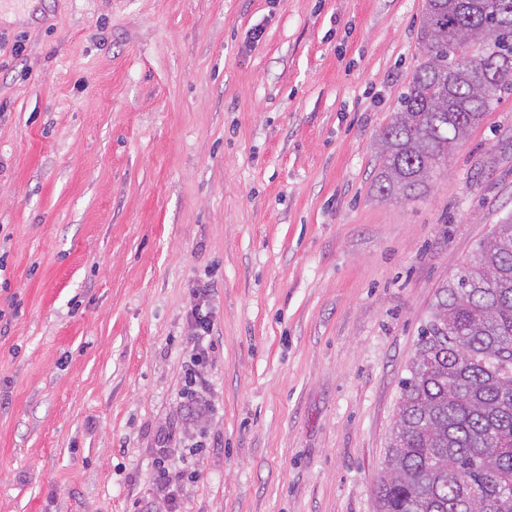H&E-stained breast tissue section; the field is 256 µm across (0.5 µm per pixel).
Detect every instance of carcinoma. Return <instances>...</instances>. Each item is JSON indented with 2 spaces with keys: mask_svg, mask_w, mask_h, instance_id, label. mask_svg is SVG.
<instances>
[{
  "mask_svg": "<svg viewBox=\"0 0 512 512\" xmlns=\"http://www.w3.org/2000/svg\"><path fill=\"white\" fill-rule=\"evenodd\" d=\"M422 62L379 137L409 200L512 90V0H425ZM401 382L377 512H512V219L437 289Z\"/></svg>",
  "mask_w": 512,
  "mask_h": 512,
  "instance_id": "1",
  "label": "carcinoma"
}]
</instances>
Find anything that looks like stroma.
Wrapping results in <instances>:
<instances>
[{
	"mask_svg": "<svg viewBox=\"0 0 512 512\" xmlns=\"http://www.w3.org/2000/svg\"><path fill=\"white\" fill-rule=\"evenodd\" d=\"M424 4L0 0V512H376L436 290L512 216V93L377 192ZM203 305L197 304L191 309L190 325L192 328L193 336H196L200 344L196 348L190 362L191 365L186 371L188 389L182 394V399H185L188 408L195 410L197 407L195 387L205 386L206 381L202 376L199 367L203 361L208 357L210 349L213 347L212 340L210 337L213 333L214 323L211 319V313L209 311H203Z\"/></svg>",
	"mask_w": 512,
	"mask_h": 512,
	"instance_id": "35a3bbf8",
	"label": "stroma"
}]
</instances>
